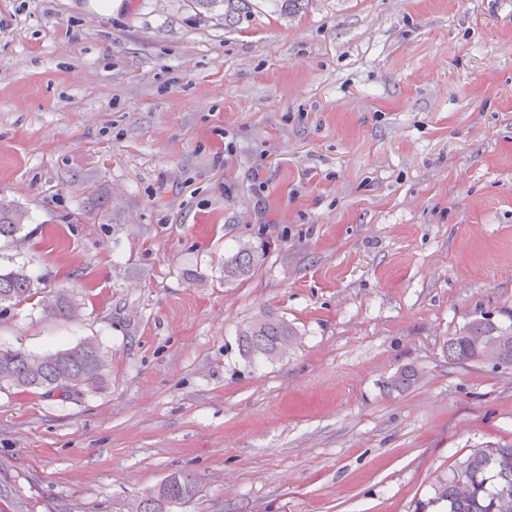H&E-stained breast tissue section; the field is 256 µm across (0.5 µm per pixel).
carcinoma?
Returning a JSON list of instances; mask_svg holds the SVG:
<instances>
[{"instance_id":"1","label":"carcinoma","mask_w":512,"mask_h":512,"mask_svg":"<svg viewBox=\"0 0 512 512\" xmlns=\"http://www.w3.org/2000/svg\"><path fill=\"white\" fill-rule=\"evenodd\" d=\"M206 11L223 10L224 27L233 28L253 15L254 0H187ZM276 10L291 13L303 10L309 0H267ZM24 210L0 204V240L14 251L0 253V308L7 310L40 297L44 317L63 323L80 319L81 304L60 289L42 288L41 277L15 256L28 246L24 233ZM267 250L263 242L242 240L224 255V285L252 277L264 262ZM479 332L485 345L473 342ZM240 356L249 364L273 362L283 358L282 351L298 339L297 329L288 319L270 307H260L237 329ZM498 352L494 367H512V322L507 324L481 314L472 317L443 341L442 353L461 364L482 363L488 350ZM110 365L108 351L94 337L44 353L0 344V389L20 392L42 390L67 398L85 390L102 387ZM423 373L414 364L399 367L383 382L386 395L403 394L417 387ZM199 494L197 482L190 476L174 474L157 488L137 497L132 512H170L174 502L192 501ZM418 512H512V442L471 449L464 458L448 468V475L432 482L429 496L418 501Z\"/></svg>"}]
</instances>
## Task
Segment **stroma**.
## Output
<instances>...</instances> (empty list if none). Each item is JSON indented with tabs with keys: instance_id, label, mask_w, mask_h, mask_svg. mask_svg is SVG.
Wrapping results in <instances>:
<instances>
[{
	"instance_id": "obj_1",
	"label": "stroma",
	"mask_w": 512,
	"mask_h": 512,
	"mask_svg": "<svg viewBox=\"0 0 512 512\" xmlns=\"http://www.w3.org/2000/svg\"><path fill=\"white\" fill-rule=\"evenodd\" d=\"M82 305L0 311L33 352L97 337L105 385L0 390V512H413L512 441V368L447 336L512 319V0H311L198 22L180 0H0V203ZM267 244L225 286L224 253ZM300 332L253 366L237 325ZM425 374L399 396L384 380ZM422 380L423 373L418 366L405 364L383 382V391L389 396L403 394L417 387ZM197 482L189 475L174 474L168 477L157 488L134 500L132 512H168L170 507H178L174 501L184 499V503L192 501L199 494Z\"/></svg>"
}]
</instances>
